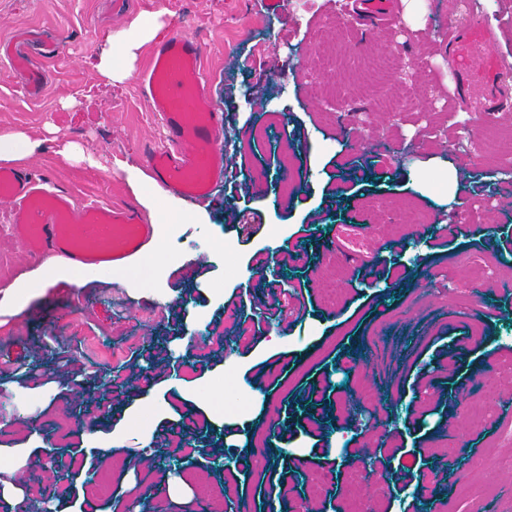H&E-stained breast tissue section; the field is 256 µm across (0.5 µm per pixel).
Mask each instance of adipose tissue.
Returning a JSON list of instances; mask_svg holds the SVG:
<instances>
[{"label": "adipose tissue", "instance_id": "ef3b65f1", "mask_svg": "<svg viewBox=\"0 0 512 512\" xmlns=\"http://www.w3.org/2000/svg\"><path fill=\"white\" fill-rule=\"evenodd\" d=\"M161 29L162 25L157 18L146 14L133 22L128 29L108 35L110 49L99 59L97 68L100 74L111 82L126 79L130 74V64L135 58L136 50L144 43L156 39ZM87 277V271L75 269L56 260L47 261L37 270L20 275L0 288V309L22 307L35 297L39 290L59 281L68 282L78 288L82 287ZM171 391V398L148 400L142 407L130 411L126 416L125 426L113 431V440H121L127 431L134 429L141 436L142 447H150L153 432L152 415L161 414L169 408L171 399L176 398L190 403L202 400L212 405L213 410L207 415L208 422L228 430L230 440H233L236 445L240 446L246 442V434L239 431L241 419L226 416L223 409L219 407L220 401L224 399L223 394L215 395L191 390L188 381L185 380L177 381Z\"/></svg>", "mask_w": 512, "mask_h": 512}]
</instances>
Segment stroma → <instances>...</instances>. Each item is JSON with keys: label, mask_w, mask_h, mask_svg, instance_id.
Returning <instances> with one entry per match:
<instances>
[{"label": "stroma", "mask_w": 512, "mask_h": 512, "mask_svg": "<svg viewBox=\"0 0 512 512\" xmlns=\"http://www.w3.org/2000/svg\"><path fill=\"white\" fill-rule=\"evenodd\" d=\"M360 0H0V33L58 39L46 89L21 97L0 65V130L25 132L42 150L25 169L76 202L137 203L127 171L144 170L162 132L141 88L151 50L110 82L96 68L103 36L157 14L167 33L205 52L208 91L223 121L228 170L201 202L207 223L184 220L181 253L162 280L137 269L102 272L77 288L60 281L22 309L0 311V410L22 431L0 436V488L30 491L25 473L58 448L52 512H115L156 488L137 462L140 436L113 441L115 410L96 445L81 422L100 417L99 379L125 406L149 384L186 378L263 404L243 413L264 456L231 475L202 472L192 451L181 494H158L159 512H512V254L497 241L512 225V110L479 120L454 101L441 21L497 24L512 0H425L419 28L392 0V19L367 22ZM365 170L363 186L349 179ZM455 171L448 198L440 178ZM261 183H254L255 173ZM0 205V286L31 270L6 234ZM280 276L259 274L275 238ZM388 268L374 279L373 267ZM286 291L271 316L270 283ZM208 330L192 358L187 332ZM281 344L271 350V334ZM71 371L48 375L59 357ZM370 388L372 400L360 399ZM106 446L112 492L80 478Z\"/></svg>", "instance_id": "35a3bbf8"}]
</instances>
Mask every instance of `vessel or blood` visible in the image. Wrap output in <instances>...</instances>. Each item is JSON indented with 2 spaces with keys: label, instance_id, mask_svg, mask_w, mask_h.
Masks as SVG:
<instances>
[{
  "label": "vessel or blood",
  "instance_id": "obj_1",
  "mask_svg": "<svg viewBox=\"0 0 512 512\" xmlns=\"http://www.w3.org/2000/svg\"><path fill=\"white\" fill-rule=\"evenodd\" d=\"M445 38L458 76L455 97L473 103L482 116L512 107L500 86L512 63L494 53L495 32L476 19L463 28L449 25ZM0 60L23 76L26 97L39 96L45 79L40 64L2 39ZM142 95L166 134L165 144L146 153L147 168L187 202L210 198L227 160L217 145L220 124L207 94L201 47L178 35L157 45L144 70ZM0 202L8 205L11 234L31 262L53 254L77 267L110 269L136 254L154 232L133 205L78 206L27 170L0 169Z\"/></svg>",
  "mask_w": 512,
  "mask_h": 512
}]
</instances>
